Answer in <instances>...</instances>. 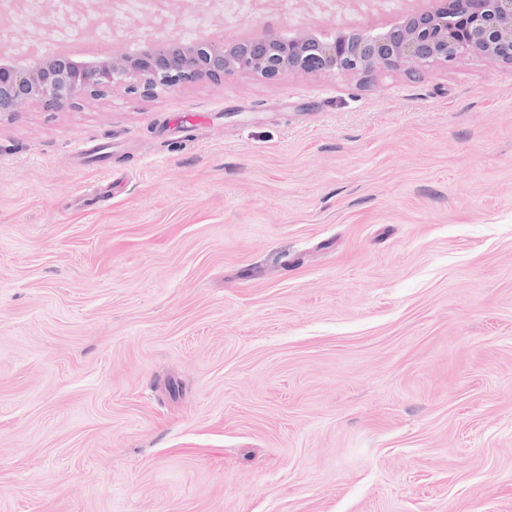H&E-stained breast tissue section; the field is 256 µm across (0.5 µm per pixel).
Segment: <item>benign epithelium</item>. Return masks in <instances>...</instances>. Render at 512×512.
Segmentation results:
<instances>
[{"instance_id":"obj_1","label":"benign epithelium","mask_w":512,"mask_h":512,"mask_svg":"<svg viewBox=\"0 0 512 512\" xmlns=\"http://www.w3.org/2000/svg\"><path fill=\"white\" fill-rule=\"evenodd\" d=\"M121 3L86 0V29L109 19L103 6L115 9ZM466 56L512 63V0H434L399 11L391 24L267 31L263 39L247 43L168 35L148 39L134 51L114 47L82 62L28 51L24 63L0 66V120L15 117L33 100L64 110L118 86L148 94L199 80L219 83L235 73L269 81L293 73L368 76L431 63L450 66Z\"/></svg>"}]
</instances>
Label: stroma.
I'll return each instance as SVG.
<instances>
[{"mask_svg": "<svg viewBox=\"0 0 512 512\" xmlns=\"http://www.w3.org/2000/svg\"><path fill=\"white\" fill-rule=\"evenodd\" d=\"M81 7L0 23L5 58ZM252 20L127 0L115 29ZM0 512H512V64L0 122Z\"/></svg>", "mask_w": 512, "mask_h": 512, "instance_id": "obj_1", "label": "stroma"}]
</instances>
